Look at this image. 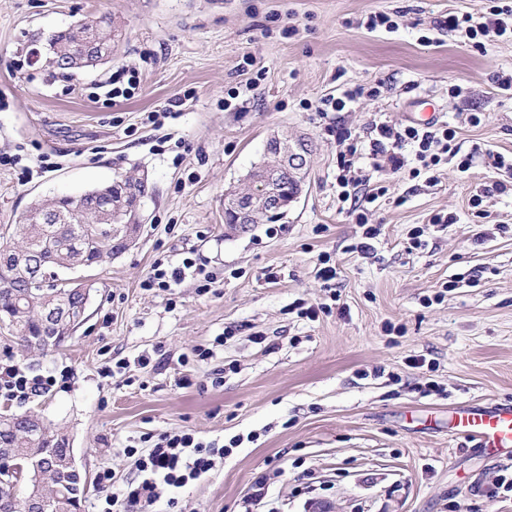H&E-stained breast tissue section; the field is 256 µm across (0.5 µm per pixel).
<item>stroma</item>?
I'll use <instances>...</instances> for the list:
<instances>
[{
    "mask_svg": "<svg viewBox=\"0 0 512 512\" xmlns=\"http://www.w3.org/2000/svg\"><path fill=\"white\" fill-rule=\"evenodd\" d=\"M489 0H0V234L35 201L147 173L140 238L111 262L62 272L92 285L85 321L60 350L24 359L51 391L5 401L67 434L88 480L81 512H103V471L135 475L126 447L183 430L240 444L203 479L170 490L148 512H244L254 485L284 512H512L488 498L506 461L449 437L428 413L512 400V195L491 163L441 164L433 180L382 176L370 204L369 253L336 184L330 128L367 137L375 121L404 127L433 110L465 144L512 157V98L492 78L512 73V39L483 50L439 34L455 10L480 18ZM398 27L367 30V17ZM109 16L123 36L96 68L47 67L44 37ZM431 45H423V38ZM136 70L134 96L99 83ZM380 87L321 115L328 95ZM158 113L150 123V113ZM482 115L479 126L468 113ZM305 138L300 197L276 222L239 230L224 195L243 184L268 135ZM33 171L20 181L21 167ZM437 213L453 224L430 227ZM428 245L409 250L408 233ZM484 241H476L479 231ZM195 251L212 283L173 291L141 283L155 261ZM337 277L324 285L321 262ZM458 287H450V280ZM329 304L316 320L300 309ZM199 348L211 358L196 357ZM426 367H410L413 356ZM222 384H215L216 374ZM434 382L422 395L420 385ZM480 193L473 194L469 200L470 206L474 210V217L477 218H486L485 210L478 209L482 202L483 197L489 196V194H493V192H496L498 194H512V181H497L491 185V189L487 186H485L482 190L479 191Z\"/></svg>",
    "mask_w": 512,
    "mask_h": 512,
    "instance_id": "1",
    "label": "stroma"
}]
</instances>
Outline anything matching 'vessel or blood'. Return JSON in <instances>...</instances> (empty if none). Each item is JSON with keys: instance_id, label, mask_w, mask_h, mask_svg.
Here are the masks:
<instances>
[{"instance_id": "vessel-or-blood-1", "label": "vessel or blood", "mask_w": 512, "mask_h": 512, "mask_svg": "<svg viewBox=\"0 0 512 512\" xmlns=\"http://www.w3.org/2000/svg\"><path fill=\"white\" fill-rule=\"evenodd\" d=\"M448 431L476 442L478 447L512 460V405L461 406L448 420Z\"/></svg>"}]
</instances>
